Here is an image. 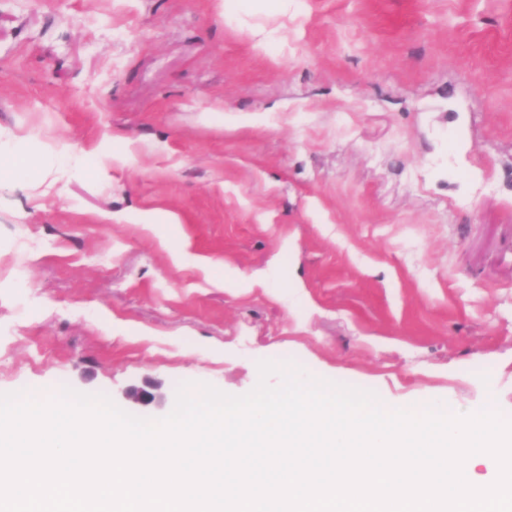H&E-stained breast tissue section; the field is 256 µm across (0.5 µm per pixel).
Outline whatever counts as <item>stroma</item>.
I'll list each match as a JSON object with an SVG mask.
<instances>
[{
	"label": "stroma",
	"mask_w": 512,
	"mask_h": 512,
	"mask_svg": "<svg viewBox=\"0 0 512 512\" xmlns=\"http://www.w3.org/2000/svg\"><path fill=\"white\" fill-rule=\"evenodd\" d=\"M0 139L59 161L0 186V393L512 420V0H0Z\"/></svg>",
	"instance_id": "35a3bbf8"
}]
</instances>
